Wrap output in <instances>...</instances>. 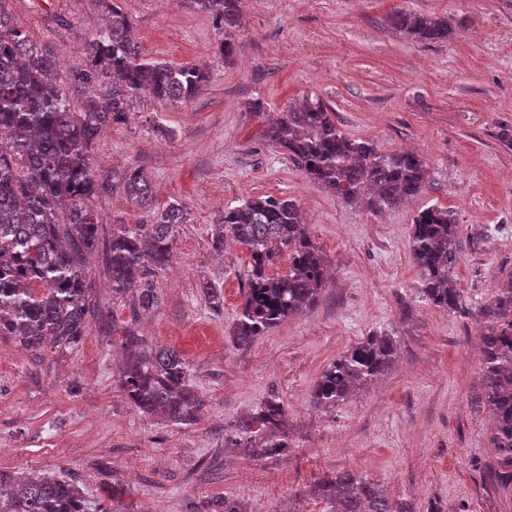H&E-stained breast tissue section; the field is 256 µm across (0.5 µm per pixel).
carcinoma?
Here are the masks:
<instances>
[{"mask_svg":"<svg viewBox=\"0 0 512 512\" xmlns=\"http://www.w3.org/2000/svg\"><path fill=\"white\" fill-rule=\"evenodd\" d=\"M214 17L224 33L219 55L235 52L231 39L239 27L242 0H192ZM108 24L89 43L88 62L71 73L70 91L55 77V58L35 46L0 6V338L38 351L48 344L66 348L86 337L94 307L87 298L86 259L100 245L98 214L91 199L106 189L92 167L90 153L103 128L122 122L133 97L143 94L173 104L196 96L208 72L196 64L174 66L143 58L126 15L107 4ZM394 25L421 42L448 39V23L400 12ZM102 91V101L84 112L73 111L72 95ZM267 142L288 151L312 180L348 203L363 199L373 211L418 195L427 172L421 158L409 151L383 152L374 143L352 139L337 128L327 106L304 100L281 114L265 130ZM122 184L127 197L149 217L147 224H118L106 248L112 292L131 298L134 314L159 308L155 273L169 264L175 228L184 223V207L153 205L151 180L129 167ZM224 233L213 247L231 236L245 246L251 262L243 303L234 326L233 343L250 345L284 320L313 306L325 284L319 250L302 227L293 200L267 196L224 208ZM412 259L420 274V294L446 311L461 309L460 291L449 278L458 260L457 224L437 206L419 211L413 220ZM288 268L276 271L282 249ZM208 308L224 310V293L202 287ZM480 321L478 403L492 418L490 441L498 452L501 484L512 486V285L477 309ZM126 361L120 383L129 401L144 415L162 414L172 425L196 423L201 399L180 354L152 349L131 326L123 328ZM391 333L366 336L349 346L322 371L311 394L315 408H331L359 387L384 375L397 355ZM286 412L272 396L236 422L231 442L253 449L256 457L276 459L288 453L292 439L284 430ZM108 500L121 511L126 494L116 478L101 483ZM311 495L321 512H414L395 502L384 486L349 470L314 478ZM0 512H91L82 477L69 470L21 479L0 472ZM196 512H241L238 500L220 496Z\"/></svg>","mask_w":512,"mask_h":512,"instance_id":"carcinoma-1","label":"carcinoma"}]
</instances>
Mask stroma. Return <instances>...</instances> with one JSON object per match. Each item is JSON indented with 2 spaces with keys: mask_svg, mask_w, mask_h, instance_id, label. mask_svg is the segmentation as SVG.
I'll return each instance as SVG.
<instances>
[{
  "mask_svg": "<svg viewBox=\"0 0 512 512\" xmlns=\"http://www.w3.org/2000/svg\"><path fill=\"white\" fill-rule=\"evenodd\" d=\"M118 4L144 57L210 69L187 103L134 100L91 150L103 177L142 167L156 207L186 208L174 268L154 278L161 306L140 316L138 329L150 346L180 353L204 407L197 424L180 428L127 401L116 329L130 320V301L113 294L99 254L87 265L97 314L78 346L33 354L0 339V469L80 472L94 510L103 460L124 482L131 512H195L222 494L248 512H319L307 491L340 469L378 481L415 512L432 502L443 512H512V489L485 478L496 453L491 418L475 404L480 365L469 351L480 335L472 308L512 278V149L498 138L512 126V0H244L236 52L225 61L212 17L189 0ZM1 6L55 56L64 87L108 12L104 0ZM401 11L447 21V40L411 39L392 23ZM307 96L328 105L343 134L418 153L423 192L375 212L310 180L263 136L268 116ZM257 101L263 111H253ZM266 196L298 204L333 278L316 306L239 348L232 334L249 255L234 242L216 251L212 234L226 206ZM91 206L106 239L113 225L144 220L118 185ZM430 206L459 226L450 277L461 312L419 294L411 226ZM207 283L223 290V312L206 307ZM376 333L396 336L399 361L342 404L312 408L326 365ZM272 395L287 409L288 454L261 461L225 444L235 422Z\"/></svg>",
  "mask_w": 512,
  "mask_h": 512,
  "instance_id": "1",
  "label": "stroma"
}]
</instances>
